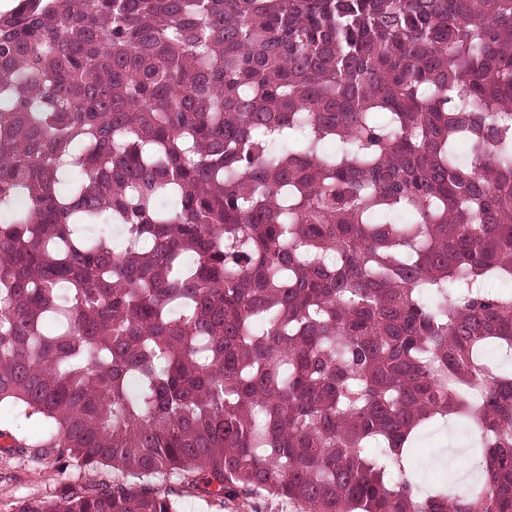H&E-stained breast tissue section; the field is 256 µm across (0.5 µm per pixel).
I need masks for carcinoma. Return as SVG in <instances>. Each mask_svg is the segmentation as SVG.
<instances>
[{
	"instance_id": "carcinoma-1",
	"label": "carcinoma",
	"mask_w": 512,
	"mask_h": 512,
	"mask_svg": "<svg viewBox=\"0 0 512 512\" xmlns=\"http://www.w3.org/2000/svg\"><path fill=\"white\" fill-rule=\"evenodd\" d=\"M341 150L322 152L326 140ZM118 224L115 249L105 232ZM512 0L0 13V406L121 479L13 512H512ZM470 420L482 484L397 481ZM160 493L173 491L172 498L175 499L177 510L180 512H302L300 505L291 502L288 499L281 498L268 493L254 495L249 500L251 507H245L240 510L228 509L223 507L214 499L202 497L191 485L182 483L180 480H171L161 482L153 481Z\"/></svg>"
}]
</instances>
